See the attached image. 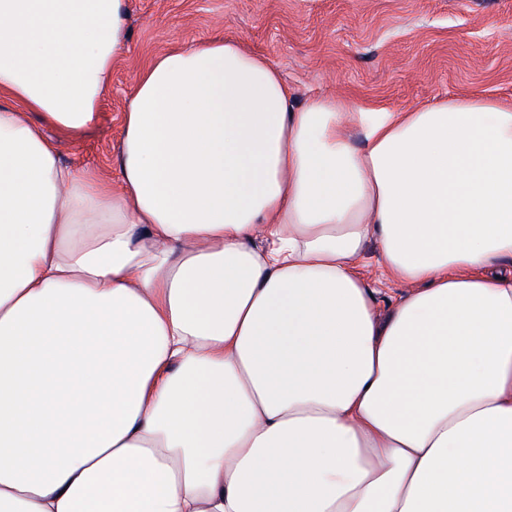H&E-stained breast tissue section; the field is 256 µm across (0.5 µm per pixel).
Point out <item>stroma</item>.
I'll use <instances>...</instances> for the list:
<instances>
[{
	"label": "stroma",
	"mask_w": 512,
	"mask_h": 512,
	"mask_svg": "<svg viewBox=\"0 0 512 512\" xmlns=\"http://www.w3.org/2000/svg\"><path fill=\"white\" fill-rule=\"evenodd\" d=\"M127 51L94 127L52 126L64 161L114 173L122 114L140 69L215 37L272 60L298 100L414 109L482 91L512 103V0H126Z\"/></svg>",
	"instance_id": "35a3bbf8"
}]
</instances>
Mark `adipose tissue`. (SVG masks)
I'll use <instances>...</instances> for the list:
<instances>
[{"instance_id": "obj_1", "label": "adipose tissue", "mask_w": 512, "mask_h": 512, "mask_svg": "<svg viewBox=\"0 0 512 512\" xmlns=\"http://www.w3.org/2000/svg\"><path fill=\"white\" fill-rule=\"evenodd\" d=\"M125 23L0 0V512H512V105L299 104L214 38L114 182L29 115L93 126ZM377 247L371 243L366 251L364 265L359 267V274L367 286L373 291L376 305L381 315L387 313L390 304L394 302L405 288L400 284L386 283L379 280L376 267Z\"/></svg>"}]
</instances>
